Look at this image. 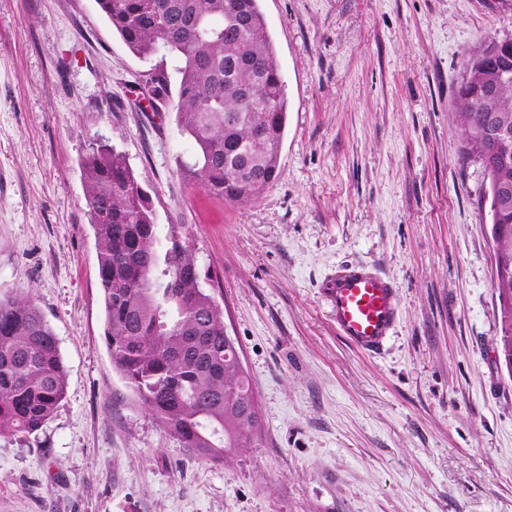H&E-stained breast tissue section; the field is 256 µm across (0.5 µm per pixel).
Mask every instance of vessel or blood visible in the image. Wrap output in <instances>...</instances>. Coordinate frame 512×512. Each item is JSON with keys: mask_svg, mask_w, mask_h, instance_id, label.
Instances as JSON below:
<instances>
[{"mask_svg": "<svg viewBox=\"0 0 512 512\" xmlns=\"http://www.w3.org/2000/svg\"><path fill=\"white\" fill-rule=\"evenodd\" d=\"M321 289L341 337L366 353L384 349L398 320L392 280L366 266L347 264L326 276Z\"/></svg>", "mask_w": 512, "mask_h": 512, "instance_id": "b4317fda", "label": "vessel or blood"}]
</instances>
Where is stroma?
Segmentation results:
<instances>
[{
  "label": "stroma",
  "instance_id": "35a3bbf8",
  "mask_svg": "<svg viewBox=\"0 0 512 512\" xmlns=\"http://www.w3.org/2000/svg\"><path fill=\"white\" fill-rule=\"evenodd\" d=\"M286 84L277 180L237 204L189 181L192 140L150 63L94 0H0V297L59 338L66 399L0 437V512H512V373L488 181L454 92L512 40V0H260ZM123 152L160 234L182 225L224 309L262 421L198 458L111 365L80 163ZM345 263L397 287L367 356L320 284Z\"/></svg>",
  "mask_w": 512,
  "mask_h": 512
}]
</instances>
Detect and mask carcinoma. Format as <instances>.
<instances>
[{
    "label": "carcinoma",
    "mask_w": 512,
    "mask_h": 512,
    "mask_svg": "<svg viewBox=\"0 0 512 512\" xmlns=\"http://www.w3.org/2000/svg\"><path fill=\"white\" fill-rule=\"evenodd\" d=\"M260 0H95L127 49L144 62L176 54V91L167 72L149 92L167 100L195 144L182 173L236 203L259 197L278 176L287 121L285 81ZM473 52L455 96L464 147L479 158L489 192L498 257L509 275L497 281L505 363L512 373V154L496 145L512 133V79L487 90L496 72L512 75V52L497 71ZM260 84V99L241 92ZM102 302L103 339L112 367L159 428L206 460L251 447L260 438L252 384L234 342L224 340V313L205 288L188 237L169 225L159 245L156 216L125 154L100 144L81 161ZM67 393L58 339L27 296L0 298V436L38 431Z\"/></svg>",
    "instance_id": "cac0c4a2"
}]
</instances>
